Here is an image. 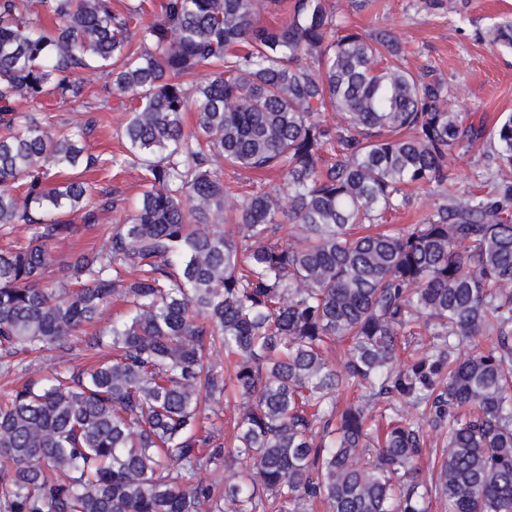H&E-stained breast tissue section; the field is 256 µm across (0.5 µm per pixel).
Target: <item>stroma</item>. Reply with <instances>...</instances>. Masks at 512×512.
<instances>
[{"label": "stroma", "instance_id": "1", "mask_svg": "<svg viewBox=\"0 0 512 512\" xmlns=\"http://www.w3.org/2000/svg\"><path fill=\"white\" fill-rule=\"evenodd\" d=\"M338 17L355 31L372 34L385 31L397 38L405 50V64L427 80L440 83L447 92L449 106L470 121L492 127L503 114L512 113V50L482 41L493 24L512 17V0H331ZM44 113L52 122L72 126L85 115L98 120V129L88 140L94 154L110 157L121 147L126 113L120 101L105 89V81L89 77L80 98L44 99ZM491 145L481 138L467 149L454 150L448 157V172L456 187L465 191L484 179ZM92 189L112 187L128 202L142 191V173L129 168L113 172L111 166L87 175ZM117 214H109L97 224L78 226L76 233L52 241L49 279L61 281L66 266L76 254L101 248ZM68 353L24 355L15 372L0 373V390L16 387L29 379H42L73 367L91 365L80 337H72Z\"/></svg>", "mask_w": 512, "mask_h": 512}]
</instances>
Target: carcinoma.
Returning <instances> with one entry per match:
<instances>
[{"mask_svg": "<svg viewBox=\"0 0 512 512\" xmlns=\"http://www.w3.org/2000/svg\"><path fill=\"white\" fill-rule=\"evenodd\" d=\"M153 2L39 0L45 25L0 0V236L29 232L0 248V370L126 308L84 331L96 364L0 392L6 512H429L434 497L512 512V115L468 121L397 40L343 26L331 0H160L146 24ZM484 39L512 48V20ZM97 70L129 103L108 162L141 166L146 189L49 284L51 241L123 208L71 176L102 163L86 146L98 120L37 117ZM486 134L494 194L462 195L448 154ZM226 165L282 187L231 209ZM403 185L439 201L400 231L386 221ZM423 331L431 353L400 363ZM341 342L338 369L326 352ZM230 387L244 405L228 440L202 403ZM445 423L427 478L424 427ZM204 467L228 475L204 483Z\"/></svg>", "mask_w": 512, "mask_h": 512, "instance_id": "obj_1", "label": "carcinoma"}]
</instances>
